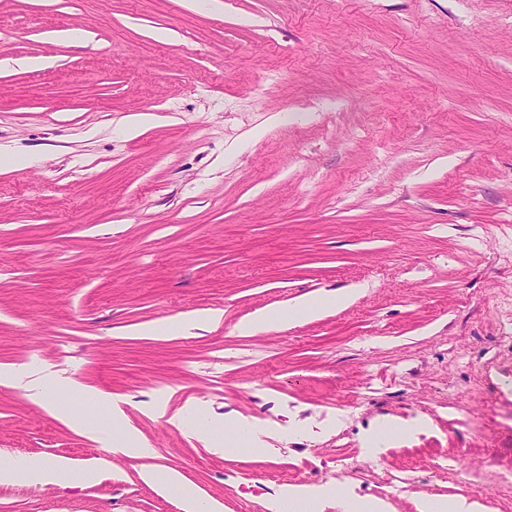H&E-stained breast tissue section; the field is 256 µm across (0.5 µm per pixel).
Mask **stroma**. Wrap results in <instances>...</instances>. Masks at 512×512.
I'll return each mask as SVG.
<instances>
[{
	"instance_id": "1",
	"label": "stroma",
	"mask_w": 512,
	"mask_h": 512,
	"mask_svg": "<svg viewBox=\"0 0 512 512\" xmlns=\"http://www.w3.org/2000/svg\"><path fill=\"white\" fill-rule=\"evenodd\" d=\"M0 152L31 159L0 169V369L33 378L0 384V458L98 469L0 485V512H182L40 407L74 383L124 397L149 462L222 512L290 484L320 512H512V0H0ZM207 309L211 330L138 333ZM159 401L267 448L214 452ZM385 416L426 427L368 454ZM355 290H338L318 295H304L288 305L284 310H266L238 325L242 335H252L261 329L284 328L303 318H314L325 310L349 303ZM224 421H225L224 427H226V425L229 422H231L230 428H231V432L234 435L233 439L224 436V446L226 448H222V446H223L222 443L220 441H218L217 439H215L212 435H210V433H212L213 431H207L206 432L207 435L204 436V439L207 441H210L212 443L213 448L217 452H223L227 448H230V446H232L233 443H236L241 440H245L247 442L249 440H251V442L256 445H261V446L266 445V443L259 438L254 426L250 422H248L246 420L238 419V418L229 420L226 418V416L224 418ZM417 512H486V506L465 496H424L416 503Z\"/></svg>"
}]
</instances>
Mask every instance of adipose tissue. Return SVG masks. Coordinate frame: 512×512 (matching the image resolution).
<instances>
[{
    "label": "adipose tissue",
    "mask_w": 512,
    "mask_h": 512,
    "mask_svg": "<svg viewBox=\"0 0 512 512\" xmlns=\"http://www.w3.org/2000/svg\"><path fill=\"white\" fill-rule=\"evenodd\" d=\"M353 291L338 290L318 295H305L290 303L288 308L267 310L238 326L243 335H251L262 329L284 328L303 318H313L325 310L349 303ZM92 473L77 468L66 460L48 461L42 458L6 459L0 461V484L25 482L31 485L61 484L73 479H91Z\"/></svg>",
    "instance_id": "1"
}]
</instances>
